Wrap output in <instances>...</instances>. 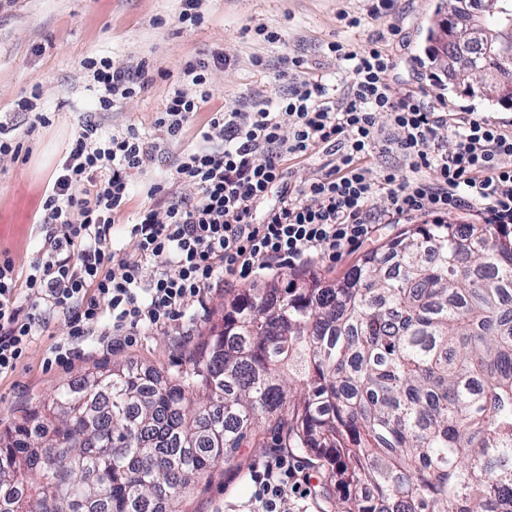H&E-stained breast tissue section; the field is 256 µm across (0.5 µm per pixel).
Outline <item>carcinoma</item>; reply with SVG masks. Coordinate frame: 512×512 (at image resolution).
Segmentation results:
<instances>
[{"instance_id": "1", "label": "carcinoma", "mask_w": 512, "mask_h": 512, "mask_svg": "<svg viewBox=\"0 0 512 512\" xmlns=\"http://www.w3.org/2000/svg\"><path fill=\"white\" fill-rule=\"evenodd\" d=\"M262 429L334 512H512V236L413 224L336 282L243 290L184 367H95L0 432V512H182Z\"/></svg>"}]
</instances>
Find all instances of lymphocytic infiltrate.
<instances>
[{"label": "lymphocytic infiltrate", "instance_id": "lymphocytic-infiltrate-1", "mask_svg": "<svg viewBox=\"0 0 512 512\" xmlns=\"http://www.w3.org/2000/svg\"><path fill=\"white\" fill-rule=\"evenodd\" d=\"M329 51L351 65L341 99L329 97L319 76L291 82L273 101L214 113L199 144L178 164L160 200L130 227L134 252L112 248V228L124 209L133 176L157 150L135 127L101 136L93 123L75 133L41 202L46 234L41 258L18 277L11 258L0 259V376L13 373L51 316L64 317L69 341L57 343L54 362L74 352V341L111 322L113 335L162 329L204 306L223 275L272 265L336 259L369 241L379 224L468 210L484 223L512 224V133L469 112L452 116L425 107V88L391 95L393 60L378 45L355 51L332 42ZM221 52L185 62L181 79L155 119L169 137L181 136L212 96L211 70L231 66ZM98 90L100 111L148 88V67L130 69L107 58L83 62ZM385 125H378L377 116ZM457 138L442 149L441 128ZM395 129L403 165L371 179L366 159L389 145ZM325 153L324 172L296 185L287 163ZM196 187L183 196L180 185ZM385 192L386 209L371 202ZM151 277H144L147 267ZM257 512H283L288 497L314 489L296 455L271 449L251 465Z\"/></svg>", "mask_w": 512, "mask_h": 512}]
</instances>
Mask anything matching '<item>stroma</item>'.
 <instances>
[{
    "mask_svg": "<svg viewBox=\"0 0 512 512\" xmlns=\"http://www.w3.org/2000/svg\"><path fill=\"white\" fill-rule=\"evenodd\" d=\"M437 2L395 0L391 14L375 17L369 12L372 0H205L202 23L187 27L178 22L180 0H6L0 5V121L7 123L12 137L23 140L28 155L18 162L0 160V255L10 256L21 276L40 255L45 234L36 219L42 195L67 141L83 123L96 124L105 135L133 126L160 145L143 173L134 176L131 200L116 219L112 245L130 252L134 241L129 223L139 210L154 205L151 187L167 185L182 157L196 146L195 129L204 126L212 113L238 100L274 97L282 88L278 75L285 61L293 58L303 62L293 69V76H322L330 93L343 95L351 81L348 65L330 53L329 43L362 48L392 24L400 30L385 42L397 63L389 77L392 91L419 82L427 86L428 102L436 111L471 112L512 129V99L488 102L448 75L432 79L426 58L428 28L435 19L453 21L452 14H436ZM344 13L360 17V26L346 27L340 20ZM266 28L279 32L280 41L268 43L262 35ZM207 50L224 52L232 64L213 70V95L203 112L196 114L194 130L169 138L155 128L156 114L185 62ZM89 57H106L130 67L148 62L153 81L120 108L100 111L98 94L83 67ZM257 57L263 59V67L253 66ZM35 85L41 92L36 107L51 113L53 123L31 133L27 114L15 111L14 104ZM399 230L396 224L377 225L362 250L349 251L336 261L314 257L295 268L282 265L261 276L227 275L210 290L205 308L191 320L125 341L89 336L76 343L77 353L69 362L51 365L47 359L52 347L65 341L68 332L64 318L54 317L47 330L35 337L16 372L0 378V428L59 386L81 379L94 365L131 362L166 369L186 363L189 351L220 322L225 303L242 290L311 271L334 281L361 251L380 247ZM273 445L272 437L264 436L260 445L243 448L237 464L224 467L212 480L199 481L186 497L185 512H249L252 487L246 468Z\"/></svg>",
    "mask_w": 512,
    "mask_h": 512,
    "instance_id": "obj_1",
    "label": "stroma"
}]
</instances>
